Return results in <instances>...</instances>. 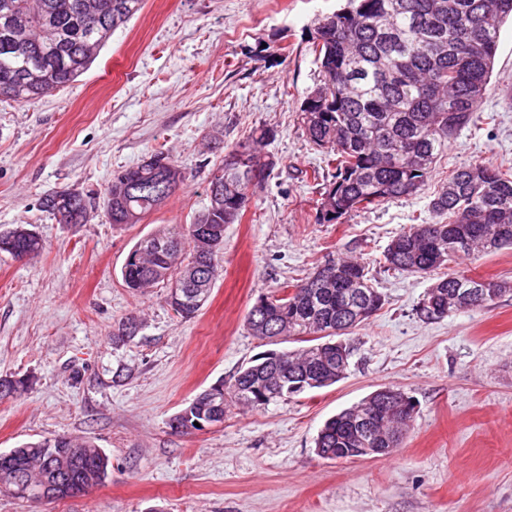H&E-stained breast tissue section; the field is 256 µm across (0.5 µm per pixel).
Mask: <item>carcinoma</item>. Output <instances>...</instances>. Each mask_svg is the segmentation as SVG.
I'll list each match as a JSON object with an SVG mask.
<instances>
[{"label":"carcinoma","mask_w":512,"mask_h":512,"mask_svg":"<svg viewBox=\"0 0 512 512\" xmlns=\"http://www.w3.org/2000/svg\"><path fill=\"white\" fill-rule=\"evenodd\" d=\"M11 5L12 28L0 27V98L19 103L60 90L84 71L112 33L143 8L144 0H0ZM512 19V0H349L326 15L315 29L314 49L321 84L302 101L299 112L308 139L333 152L335 172L323 187L318 222L337 224L347 215L390 199L417 193L459 131L475 124L478 106L490 90L501 29ZM275 136L264 126L224 154L208 184V205L192 224H168L141 239L121 269L133 292L165 285L167 300L184 319L196 317L223 272L224 225L240 220L255 183L250 171L233 161L241 148L262 177L277 165L263 147ZM186 180L162 151L120 171L102 201L82 194L54 192L43 208L61 224H84L101 207L111 224H138L161 206L164 185L177 191ZM433 219L412 224L384 251L388 268L428 275L461 256L512 246V168L469 163L456 169L428 204ZM210 229L212 243L200 242L195 226ZM44 243L25 224L0 232V251L14 258L38 255ZM332 274H310L291 291L258 297L247 327L259 338L284 336L306 346L277 363L257 357L241 367L229 384L212 386L170 422L180 432L198 420L222 423L234 405L262 408L304 390L336 383L345 374L350 346L336 352L333 337L364 324L385 304L360 262L333 257ZM468 288L486 292L475 301H452ZM512 285L464 274L438 278L416 307L426 322L450 313L492 306ZM141 329L134 316L122 320L113 337L129 339ZM315 384H310V381ZM27 389L23 379L0 377V399ZM367 397L325 421L315 447L334 459L355 457L358 448L387 454L408 430L414 414L378 408L381 436L365 435L352 418L373 410ZM110 457L91 439L65 435L25 442L0 454V476L26 471L34 487L11 493L22 501H41V489L56 487L57 499L82 488L89 491L109 476Z\"/></svg>","instance_id":"cac0c4a2"}]
</instances>
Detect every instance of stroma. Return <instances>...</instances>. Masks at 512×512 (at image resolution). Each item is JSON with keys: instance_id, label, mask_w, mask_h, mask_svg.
Here are the masks:
<instances>
[{"instance_id": "stroma-1", "label": "stroma", "mask_w": 512, "mask_h": 512, "mask_svg": "<svg viewBox=\"0 0 512 512\" xmlns=\"http://www.w3.org/2000/svg\"><path fill=\"white\" fill-rule=\"evenodd\" d=\"M343 0H145L90 68L32 103L0 100V229L26 224L43 251L0 253V377L28 389L0 401V451L44 437L90 438L112 463L84 495L29 504L0 493V512H512V292L489 308L437 322L415 308L430 277L388 269L390 240L429 216L437 185L458 167L512 168V24H504L477 126L452 140L413 196L317 221L331 179L299 107L320 80L314 28ZM256 126L275 132L279 164L241 219L224 227V275L193 319L164 286L136 294L121 268L162 224H190L213 170ZM168 152L187 181L141 223L94 211L78 231L40 205L53 191L102 194L119 171ZM361 261L386 297L345 335L349 369L336 384L260 409H231L189 432L169 420L201 391L270 350L246 325L257 296L295 284L331 257ZM449 272L512 282V247L464 256ZM138 335L116 341L125 317ZM417 403L386 456L326 460V419L383 387Z\"/></svg>"}]
</instances>
